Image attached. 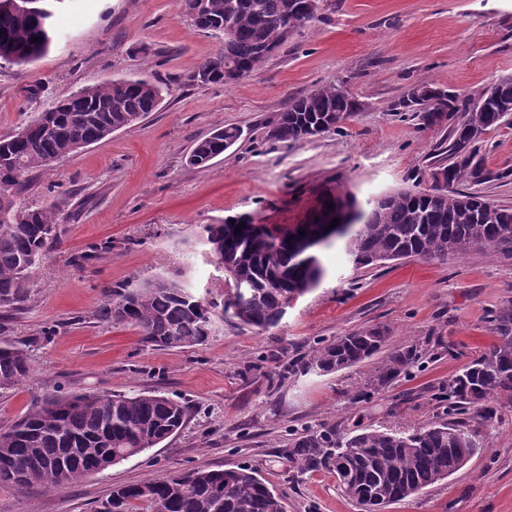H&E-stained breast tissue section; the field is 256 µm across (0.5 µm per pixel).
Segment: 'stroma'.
<instances>
[{
    "label": "stroma",
    "mask_w": 512,
    "mask_h": 512,
    "mask_svg": "<svg viewBox=\"0 0 512 512\" xmlns=\"http://www.w3.org/2000/svg\"><path fill=\"white\" fill-rule=\"evenodd\" d=\"M51 28L36 64H0V137L49 102L105 81L147 76L159 81L163 100L134 127L29 173L16 195L20 208L51 205L69 220L24 301L0 309V334L26 345L33 365L27 379L0 389V430L34 397L56 392L158 391L186 403L188 415L175 436L80 483L47 492L0 484V512H98L115 486L237 465L257 468L285 492L286 512H360L335 475L291 467L290 434L444 420L449 382L499 343L488 319L512 299L511 258L475 249L356 267L338 241L320 252V286L278 327L260 333L219 319L195 347L147 345L135 327L99 310L108 290L159 277L222 297L224 274L208 260L202 234L227 216L293 224L324 185L362 201L432 189L431 155L447 130L420 128L394 105L422 81L474 97L512 77V0H334L252 75L205 86L187 76L222 39L192 25L183 0H63ZM36 81L45 91L31 102L26 89ZM336 82L361 103L354 117L307 141L268 140L291 98ZM219 125L238 128L239 142L209 166L188 165L195 141ZM478 156L490 172H512V125L489 132ZM368 326L388 329V349L413 342L426 353L362 403L354 396L366 362L280 381L293 360ZM469 425L482 451L385 512H512V403Z\"/></svg>",
    "instance_id": "stroma-1"
}]
</instances>
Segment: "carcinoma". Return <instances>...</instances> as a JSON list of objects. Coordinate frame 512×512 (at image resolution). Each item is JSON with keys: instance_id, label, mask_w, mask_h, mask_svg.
<instances>
[{"instance_id": "obj_1", "label": "carcinoma", "mask_w": 512, "mask_h": 512, "mask_svg": "<svg viewBox=\"0 0 512 512\" xmlns=\"http://www.w3.org/2000/svg\"><path fill=\"white\" fill-rule=\"evenodd\" d=\"M64 0H33V14L0 0V62L27 65L44 56L52 42L50 19ZM193 25L224 34L218 56L188 75L198 85L227 83V76L256 71L285 42L284 25L300 27L318 18L302 13L304 0H206ZM38 41H33V38ZM162 87L149 78L119 80L81 88L40 112L23 126L25 136L0 138V306L23 301L31 275L44 253L60 242L65 217L49 206L18 211L13 196L30 171L46 166L113 133L138 124L157 110ZM395 109L414 112L425 127L448 125L429 191H388L366 204L342 186L326 189L314 210L295 224H275L261 236L249 215L227 217L203 227L224 271V297L200 298L173 280L157 278L138 288L112 291L100 310L107 321L139 329L145 343L166 349L204 344L215 319L236 318L263 331L278 326L288 308L317 288L325 276L318 251L328 215L343 214L350 230L341 235L356 266L410 257L446 259L472 249L512 258V208L460 189L467 183L504 179L477 159L478 144L512 120V77L501 78L478 96H465L428 82L410 86ZM360 110L341 83H328L293 98L279 113L269 139L297 143L327 133ZM241 134L222 127L197 140L187 163L206 167L236 144ZM334 208H329V204ZM241 231H236L237 225ZM305 234H299V231ZM501 344L459 373L448 385V421L413 431L361 429L346 438L309 430L292 438L288 459L299 472L327 470L346 495L381 507L414 496L459 470L481 450L468 425L470 415L496 414L493 397L512 401V300L490 316ZM388 331L371 326L336 337L312 355L295 360L288 372L337 373L377 358L366 388L387 387L421 357L410 344L382 354ZM32 372L27 350L0 337V388L12 387ZM186 406L155 392L72 393L36 398L25 415L0 431V483L50 491L102 473L179 432ZM99 512H285L283 495L248 465L199 468L164 480L147 479L117 487Z\"/></svg>"}]
</instances>
